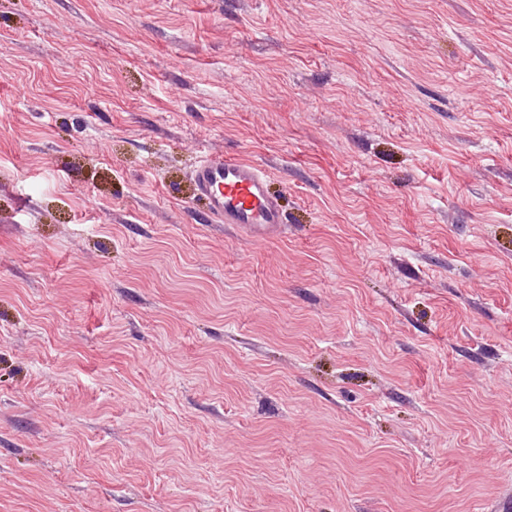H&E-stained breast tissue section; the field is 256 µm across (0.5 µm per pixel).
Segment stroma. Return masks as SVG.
Listing matches in <instances>:
<instances>
[{"mask_svg":"<svg viewBox=\"0 0 512 512\" xmlns=\"http://www.w3.org/2000/svg\"><path fill=\"white\" fill-rule=\"evenodd\" d=\"M0 512H512V0H0ZM192 178L197 196L216 223L233 225L257 243L284 233L282 206L270 191L268 174L259 165L211 152L196 166Z\"/></svg>","mask_w":512,"mask_h":512,"instance_id":"stroma-1","label":"stroma"}]
</instances>
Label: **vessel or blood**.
<instances>
[{
	"label": "vessel or blood",
	"instance_id": "1",
	"mask_svg": "<svg viewBox=\"0 0 512 512\" xmlns=\"http://www.w3.org/2000/svg\"><path fill=\"white\" fill-rule=\"evenodd\" d=\"M193 181L197 196L216 223L234 226L257 243L284 233L282 206L270 191L268 174L259 165L213 152L196 166Z\"/></svg>",
	"mask_w": 512,
	"mask_h": 512
}]
</instances>
